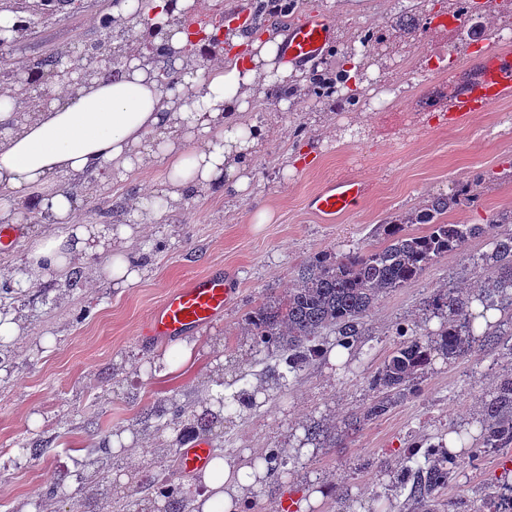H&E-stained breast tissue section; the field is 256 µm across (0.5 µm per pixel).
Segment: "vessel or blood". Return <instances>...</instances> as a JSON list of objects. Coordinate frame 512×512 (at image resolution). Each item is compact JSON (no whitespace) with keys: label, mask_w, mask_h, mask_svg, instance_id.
Here are the masks:
<instances>
[{"label":"vessel or blood","mask_w":512,"mask_h":512,"mask_svg":"<svg viewBox=\"0 0 512 512\" xmlns=\"http://www.w3.org/2000/svg\"><path fill=\"white\" fill-rule=\"evenodd\" d=\"M331 25L319 15H309L289 25L280 51L285 62L298 65L318 59L330 38ZM474 47L478 63L469 81L454 95L448 105L449 119L487 110L500 100L512 99V56L491 47L488 39L477 40ZM365 191L363 184L347 179L317 192L311 206L325 220L350 211ZM233 294L223 275L211 274L188 281L170 292L142 329L150 339L174 338L200 330L223 316ZM214 456L205 440L196 441L179 454L184 474L202 472Z\"/></svg>","instance_id":"1"}]
</instances>
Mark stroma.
Instances as JSON below:
<instances>
[{
	"label": "stroma",
	"mask_w": 512,
	"mask_h": 512,
	"mask_svg": "<svg viewBox=\"0 0 512 512\" xmlns=\"http://www.w3.org/2000/svg\"><path fill=\"white\" fill-rule=\"evenodd\" d=\"M114 0H78L73 12L42 21L10 55L14 69L58 48H80L97 37L99 17ZM455 0H298L295 16L315 11L332 24V35L316 61L336 71L348 60L354 41L369 40L365 65H379L380 80L356 74L346 97L325 99L313 92L281 106L276 97L254 99L240 120L259 130L248 161L247 195L228 199L203 188L185 198L162 223L148 225L133 244L144 261L141 280L113 287L105 258L84 257L85 276L77 287L51 280L26 293L14 308L24 333L7 345L0 366V512H73V483L55 499L44 485L73 470L82 449L97 438L89 421L129 433L116 450L105 479L114 512L141 497L148 473H165L188 494L199 476L181 474L161 449L177 432L155 434L145 413L154 401L172 398L201 414L208 391L223 380L225 394L262 391L256 406L225 413L207 434L223 443V455L246 462L269 448L288 451L290 463L278 478L251 490L246 512H282L315 485L330 492L317 512H404L389 488L412 439L477 430L485 397L495 380L512 372V359L496 337L486 336L458 358L436 359L420 395L409 396L383 418L362 425L354 420L369 403L368 384L394 347V328L406 321L420 332L438 329L433 299L445 292L466 293L483 272L476 265L494 232L491 219L512 210V101L493 104L458 123L448 120L453 87L465 80L449 66V41L467 54L471 42L498 28H512V0H488L467 25L455 27ZM167 166L156 160L145 172L106 173L80 193L85 223H102L111 203L148 196L165 181ZM355 178L366 195L336 223L325 224L310 209V197L325 185ZM468 201L449 209L451 224H483L484 234L431 265L418 280L380 296L367 319L361 347L342 366L318 358L287 388H280L267 364L276 352L253 346L245 336L246 313L267 296L285 294L299 266L323 251L346 253L380 245L379 225L460 191ZM273 213L272 223L255 228L254 214ZM18 238L0 246V275L17 276L32 243L35 223L28 203L18 208ZM222 270L236 288L223 316L189 332L196 347L189 363L161 376L155 364L173 341H141L138 330L166 294L183 283ZM342 428L335 446L306 443L307 425ZM61 439L36 463L19 452L22 443L46 432ZM307 452H300V445ZM512 484V463L489 452L463 464L444 493L445 512L466 502L468 512H488L483 489Z\"/></svg>",
	"instance_id": "1"
}]
</instances>
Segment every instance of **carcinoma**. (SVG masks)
I'll list each match as a JSON object with an SVG mask.
<instances>
[{
    "label": "carcinoma",
    "mask_w": 512,
    "mask_h": 512,
    "mask_svg": "<svg viewBox=\"0 0 512 512\" xmlns=\"http://www.w3.org/2000/svg\"><path fill=\"white\" fill-rule=\"evenodd\" d=\"M74 8V0H32L35 14H60ZM291 0H256L252 15L261 23L262 14L286 15ZM99 27L112 34V41H129V30L115 24L112 15L99 19ZM69 50H58L35 59L31 78L38 82L56 74L58 62ZM84 71H93L99 64V46L87 43L80 49ZM456 199L441 198L415 211L394 224L382 225L384 245L366 251L345 254L324 252L304 262L283 296H269L246 314L245 331L258 346H272L278 352L277 366L269 368L278 383L289 385L310 363L323 356L328 334H335L336 343L350 349L361 343L365 318L379 297L402 288L416 279L439 259L455 252L471 238L484 233L481 224H448L442 215ZM503 224L492 241L491 252L483 255V269L490 272L475 298H459L446 293L433 300L434 309L443 317L439 328L418 336L410 325L395 328L397 342L381 367L371 376L369 385L376 392L363 409L362 419L373 421L386 415L406 395L421 392L422 377L438 358L458 356L471 349L478 333L470 312L476 300L484 310L498 309L512 320V211H505L492 220ZM410 224H426L424 234L409 232ZM186 413L185 406L169 399L159 400L151 411L157 420L156 429L174 425ZM196 428L210 432L223 422L221 412L205 410L195 416ZM101 439L94 448L86 449L79 469L69 472L46 486L45 495L54 496L57 488L68 478L75 477L76 495L80 506L90 505L93 512H112L110 491L102 483V474L112 467V431L97 427ZM59 435L53 433L24 444L23 454L33 461L40 460ZM512 450V374L498 379L490 399L486 401L480 422V437L471 458L477 459L489 451ZM263 462L267 475L273 477L288 463L279 448L266 449ZM460 467L458 456L448 453L443 443L420 438L408 448L405 465L392 488L405 496L408 512H437V492L448 485ZM149 496L157 493L168 500L171 512H190V497L183 488L168 483L158 474L149 473L141 485Z\"/></svg>",
    "instance_id": "obj_1"
}]
</instances>
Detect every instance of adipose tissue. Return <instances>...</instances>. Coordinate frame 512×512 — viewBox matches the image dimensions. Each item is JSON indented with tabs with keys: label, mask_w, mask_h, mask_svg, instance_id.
<instances>
[{
	"label": "adipose tissue",
	"mask_w": 512,
	"mask_h": 512,
	"mask_svg": "<svg viewBox=\"0 0 512 512\" xmlns=\"http://www.w3.org/2000/svg\"><path fill=\"white\" fill-rule=\"evenodd\" d=\"M195 6L196 0H116L112 8L114 19L137 30L148 21L164 23L167 43L177 54L174 67L182 73L175 83L159 82L162 63L149 52L129 50L119 78L100 73L64 84L38 111H17L13 97L0 95V188L9 191L10 200L34 198L36 214L67 227L64 234L35 240L20 275L24 288L68 278L77 260L94 251L106 254L113 287H129L144 273L129 250L140 224L162 220L193 188L218 186L233 197L247 191L245 163L258 132L244 126L240 114L254 98L278 91L295 95L309 70L281 61L282 35L232 32L229 42L247 45L246 57L224 55L211 64L200 90L187 93L193 76L178 52L190 34L180 20ZM159 158L167 165V181L156 193L157 204L137 202L136 225L80 221L77 198L65 188L34 195L61 176L139 171ZM264 477L263 468L213 458L202 474L205 491L195 512H243L246 490L260 486Z\"/></svg>",
	"instance_id": "1"
}]
</instances>
